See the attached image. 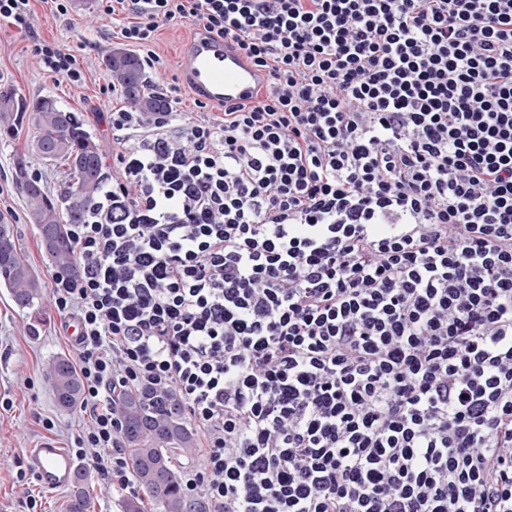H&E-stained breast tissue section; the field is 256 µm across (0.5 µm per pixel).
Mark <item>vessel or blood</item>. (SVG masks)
Here are the masks:
<instances>
[{"mask_svg":"<svg viewBox=\"0 0 512 512\" xmlns=\"http://www.w3.org/2000/svg\"><path fill=\"white\" fill-rule=\"evenodd\" d=\"M180 65L192 88L216 107L245 101L255 91L258 76L243 54L227 42L210 36L193 38L185 47ZM30 466L40 485L47 489L68 487L75 475L72 456L56 442L42 441L29 451Z\"/></svg>","mask_w":512,"mask_h":512,"instance_id":"1","label":"vessel or blood"}]
</instances>
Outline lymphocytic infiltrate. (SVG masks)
I'll list each match as a JSON object with an SVG mask.
<instances>
[{
  "label": "lymphocytic infiltrate",
  "mask_w": 512,
  "mask_h": 512,
  "mask_svg": "<svg viewBox=\"0 0 512 512\" xmlns=\"http://www.w3.org/2000/svg\"><path fill=\"white\" fill-rule=\"evenodd\" d=\"M153 51L232 40L262 98L130 145L51 302L78 326L75 456L125 489L118 388L178 394L216 512H512V0H97ZM32 0H0L44 71Z\"/></svg>",
  "instance_id": "1"
}]
</instances>
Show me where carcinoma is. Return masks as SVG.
<instances>
[{
  "mask_svg": "<svg viewBox=\"0 0 512 512\" xmlns=\"http://www.w3.org/2000/svg\"><path fill=\"white\" fill-rule=\"evenodd\" d=\"M103 64L119 86L131 112H165L167 100L147 81L142 59L123 49H111ZM29 118L32 137L25 154L16 159L15 180L27 207L28 218L37 225L41 247L50 263L73 280L81 267L69 240L68 225L84 224L93 199L109 173L84 121L61 108L50 97L26 99L0 91V134L9 135L23 117ZM35 154L52 166L64 167V182L52 194L36 175L28 173L26 155ZM0 287L7 289L20 309H35L41 288L18 255L14 235L0 219ZM47 376L57 404L63 409L78 406L83 399L78 372L66 357L53 359ZM112 407L121 419V444L135 479L150 503L162 512H213L204 497L189 498L182 489L177 463L179 453L196 450L200 435L189 426L180 399L172 392L153 388L112 393ZM84 475L76 479L65 512H90L91 498L83 487Z\"/></svg>",
  "mask_w": 512,
  "mask_h": 512,
  "instance_id": "obj_1",
  "label": "carcinoma"
}]
</instances>
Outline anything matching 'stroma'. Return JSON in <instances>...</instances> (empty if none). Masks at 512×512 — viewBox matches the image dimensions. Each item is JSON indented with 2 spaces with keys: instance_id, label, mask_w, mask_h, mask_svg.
Listing matches in <instances>:
<instances>
[{
  "instance_id": "35a3bbf8",
  "label": "stroma",
  "mask_w": 512,
  "mask_h": 512,
  "mask_svg": "<svg viewBox=\"0 0 512 512\" xmlns=\"http://www.w3.org/2000/svg\"><path fill=\"white\" fill-rule=\"evenodd\" d=\"M33 25L44 39L66 47H80L79 61L86 81L74 86L43 70L26 37L0 21V89L24 98L51 97L84 120L98 145L108 170L119 168L112 147L111 112L122 109L120 91H107L111 77L102 65L105 52L118 46L117 35L126 23L125 14L100 16L96 0H74L70 15L56 16L44 0H34ZM195 26L170 22L163 25L154 44L163 67L148 71L150 85L163 93L178 87L180 102L172 116L173 126L200 120L198 95L179 69V57L192 37ZM32 128L20 122L13 134L0 135V217L11 225L18 252L42 289L35 310L18 308L6 289L0 288V512H64L68 490H48L39 485L33 472L18 475L17 462L27 461V451L50 439L68 449L88 423L80 409L61 410L45 376L48 362L63 356L76 359L77 349L66 327L50 304L55 268L47 260L36 226L26 215L24 198L13 178L15 160L26 154ZM28 168L38 174L51 190L63 181L60 168L26 154ZM85 473V486L92 499V512H124L129 491L103 479L91 461H78Z\"/></svg>"
}]
</instances>
